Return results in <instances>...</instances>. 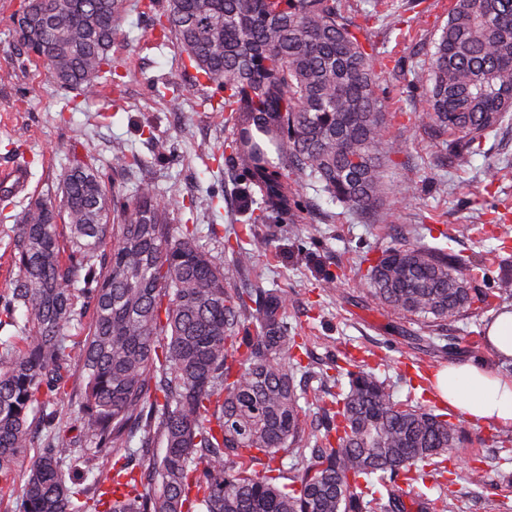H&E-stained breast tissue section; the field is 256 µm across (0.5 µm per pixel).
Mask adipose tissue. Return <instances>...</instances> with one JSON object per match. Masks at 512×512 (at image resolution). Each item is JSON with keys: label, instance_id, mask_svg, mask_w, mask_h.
Listing matches in <instances>:
<instances>
[{"label": "adipose tissue", "instance_id": "ef3b65f1", "mask_svg": "<svg viewBox=\"0 0 512 512\" xmlns=\"http://www.w3.org/2000/svg\"><path fill=\"white\" fill-rule=\"evenodd\" d=\"M438 397L466 419L512 426V376L476 363L451 362L433 379Z\"/></svg>", "mask_w": 512, "mask_h": 512}]
</instances>
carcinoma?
<instances>
[{"mask_svg":"<svg viewBox=\"0 0 512 512\" xmlns=\"http://www.w3.org/2000/svg\"><path fill=\"white\" fill-rule=\"evenodd\" d=\"M35 2L46 78L84 96L118 86L110 52L127 0ZM166 2L159 16L143 3L153 29L234 115L243 211L285 215L292 184L314 179L379 216L386 161L403 145L386 137L369 39L340 0ZM432 46L412 79L421 119L453 136L449 152L482 153L512 115V0H452ZM57 193L20 213L19 278L0 296V328L18 331L0 344V481L21 512H405L397 480L441 477L460 453L463 416L400 403L363 368L324 409V444L300 447L288 293L231 288L222 257L173 223L150 178L128 194L76 159ZM363 286L431 341L488 299L464 258L421 242L381 251ZM66 400L78 436L62 422ZM288 457L290 468L275 465Z\"/></svg>","mask_w":512,"mask_h":512,"instance_id":"1","label":"carcinoma"}]
</instances>
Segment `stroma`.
I'll use <instances>...</instances> for the list:
<instances>
[{
  "instance_id": "stroma-1",
  "label": "stroma",
  "mask_w": 512,
  "mask_h": 512,
  "mask_svg": "<svg viewBox=\"0 0 512 512\" xmlns=\"http://www.w3.org/2000/svg\"><path fill=\"white\" fill-rule=\"evenodd\" d=\"M24 2L0 0V169L24 164L31 180L28 193L0 205V294L18 277L14 217L23 206L53 195L69 157L94 161L107 173L116 153L132 152L149 165L160 191L177 202L176 223L196 225L199 246L223 250L224 264L232 268L233 247L247 243L252 265L234 273L232 287L287 292L285 320L307 348L302 383L311 407L304 447H313L325 432L323 412L314 405L325 395L321 373L359 365L384 380L396 401L416 399L444 413L448 407L433 390L435 371L451 361H480L500 370L488 346L470 345L483 335L493 309L445 325L441 342L449 350L437 354L419 341L418 325L378 305L360 286L368 260L419 237L468 259L479 291L492 292L500 272L512 270V179L486 177L501 157L512 156V125L487 139L483 154H449L444 138L420 118L422 91L409 86L411 70L428 63L451 0H395L401 18L395 29L368 23L385 66L379 94L388 134L404 145L386 165L385 218L379 222L339 203L314 181L299 187L286 218L249 220L236 194L239 174L224 153L233 133L227 113L203 108L184 54L175 41L157 39L137 0H128L112 43L111 56L123 75L120 90L105 88L71 101L15 48L14 21ZM156 81L179 93V107L151 91ZM201 196L212 199L211 209L190 211L191 200ZM461 224L473 225L470 236H456ZM330 275L340 279L332 291L321 286ZM467 430L464 446L479 458L488 484H469L465 462L457 461L448 512H512V462L496 454L499 441L512 438V428L472 423Z\"/></svg>"
}]
</instances>
